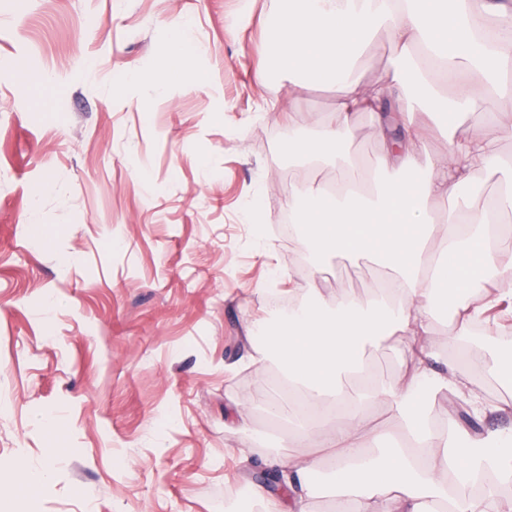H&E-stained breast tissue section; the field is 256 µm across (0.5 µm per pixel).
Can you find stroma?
<instances>
[{
	"label": "stroma",
	"mask_w": 512,
	"mask_h": 512,
	"mask_svg": "<svg viewBox=\"0 0 512 512\" xmlns=\"http://www.w3.org/2000/svg\"><path fill=\"white\" fill-rule=\"evenodd\" d=\"M284 7L0 0V512H261L251 489L287 430L248 323L290 281L333 302L383 276L288 263V129L331 121L338 91L290 97L264 63ZM185 21L198 80L148 82ZM30 70L46 81L26 90Z\"/></svg>",
	"instance_id": "1"
}]
</instances>
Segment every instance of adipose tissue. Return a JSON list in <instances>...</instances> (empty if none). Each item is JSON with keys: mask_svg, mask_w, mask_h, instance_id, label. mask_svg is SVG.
<instances>
[{"mask_svg": "<svg viewBox=\"0 0 512 512\" xmlns=\"http://www.w3.org/2000/svg\"><path fill=\"white\" fill-rule=\"evenodd\" d=\"M493 18L486 27L485 18ZM391 46L386 79L363 87L360 62L370 41ZM274 53L290 90L303 93L336 85L332 122L288 133V159L304 175L288 199V222L313 272L322 259H366L386 270L373 297L322 301L314 280L295 284L299 302L287 314L249 326L256 368L276 362L287 393L275 394L270 410L288 424L275 465L286 472L288 502L269 501L267 512H312L329 492L333 512H512V500L495 488L512 484V428L488 433L455 421L433 423L432 401L454 396L485 416L512 410V338L492 356L469 349L474 324L497 323L488 309L512 299V251L496 246L498 220L512 211V161L493 154L486 137L466 132L476 87L488 91L492 115L512 110V0H289L276 23ZM439 70L455 94L432 82ZM394 105L404 131L399 148L362 161L351 150L356 119ZM446 142L432 149L434 137ZM320 166L336 169L331 185L311 176ZM502 175L500 191L471 207L460 190L480 169ZM491 289L473 298L475 282ZM466 297L449 306V297ZM450 313L448 342L486 369L506 399L485 402L472 394L455 360L442 358L431 337L436 313ZM401 338L404 371L391 385L378 384L364 363L367 347L384 337ZM378 404L402 425L404 444L379 447L380 426L364 414ZM318 440L319 453L299 456L292 444ZM332 461L319 483L322 457ZM472 486L456 497L449 488Z\"/></svg>", "mask_w": 512, "mask_h": 512, "instance_id": "ef3b65f1", "label": "adipose tissue"}]
</instances>
